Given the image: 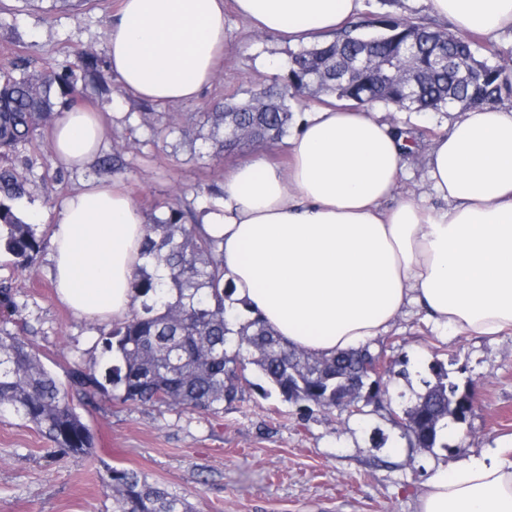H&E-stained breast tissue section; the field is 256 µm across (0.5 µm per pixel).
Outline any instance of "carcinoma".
<instances>
[{
  "label": "carcinoma",
  "instance_id": "1",
  "mask_svg": "<svg viewBox=\"0 0 512 512\" xmlns=\"http://www.w3.org/2000/svg\"><path fill=\"white\" fill-rule=\"evenodd\" d=\"M392 24L389 34L401 42L417 36L421 55L411 66L424 72L422 92L413 105L420 111H438L448 100L474 104H496L512 92V76L498 67L463 86L452 69L430 67V55L438 47L437 31L404 17L384 16ZM360 48L359 37L346 32L329 43L304 49L292 57L283 88L260 89L252 94L250 109L226 104L221 112H198L191 116L198 138L215 156L256 145L275 144L287 135L293 121L285 90L305 92L313 88L336 94V82L327 73ZM453 52L458 63L478 59L480 42L457 38ZM112 73L95 52L84 50L75 60H50L36 74L26 72L25 59L18 56L0 71V249L13 256L17 265L32 263L46 239L38 232L36 217L19 210L27 196L26 182L12 163L19 147L32 142L41 126L76 102H86L90 85L110 90ZM399 87L378 92L371 102H384L398 110L410 104L397 102ZM180 203L169 202L160 216L152 218L144 239V255L168 275L155 277L144 266L134 275L135 306L129 319L101 330L93 342L100 359L68 373L64 386L42 363L23 333L19 319L26 303L20 302L7 285L0 286V412L33 425L54 443L63 456L86 454L91 448L87 425L74 400L102 394L133 403H161L184 409L218 412L236 399L242 384L254 385L247 371L255 369L285 403L312 402L332 411L336 399L352 385L364 398L371 383L363 370L380 357L366 345L359 349L316 357L288 346L258 319L231 321L234 285L224 279V253L204 230L202 216ZM437 380L425 383L418 402L405 410L417 421L411 433L401 424V438L409 446L438 445L437 425L450 418L466 419L460 392L443 366ZM107 487L115 512H194L187 498L149 481L130 468H107Z\"/></svg>",
  "mask_w": 512,
  "mask_h": 512
}]
</instances>
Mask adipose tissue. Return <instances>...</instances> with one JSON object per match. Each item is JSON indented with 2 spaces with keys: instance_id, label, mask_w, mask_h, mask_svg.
<instances>
[{
  "instance_id": "obj_1",
  "label": "adipose tissue",
  "mask_w": 512,
  "mask_h": 512,
  "mask_svg": "<svg viewBox=\"0 0 512 512\" xmlns=\"http://www.w3.org/2000/svg\"><path fill=\"white\" fill-rule=\"evenodd\" d=\"M254 28L306 43L336 32L363 0H234ZM458 35L512 29V0H431ZM229 42L224 0H121L107 25L122 92L164 105L196 100ZM104 127L85 104L50 131L54 157L80 170ZM287 168L259 156L225 177L202 222L224 251L236 308L316 356L384 335L405 306L440 329H512V108L456 113L427 153L440 208L398 194L409 145L368 107L306 113L287 140ZM148 215L98 179L54 212L51 275L77 316L119 323L132 313L133 273ZM418 512H512V444L484 449L427 478Z\"/></svg>"
}]
</instances>
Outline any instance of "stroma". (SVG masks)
<instances>
[{
  "label": "stroma",
  "instance_id": "35a3bbf8",
  "mask_svg": "<svg viewBox=\"0 0 512 512\" xmlns=\"http://www.w3.org/2000/svg\"><path fill=\"white\" fill-rule=\"evenodd\" d=\"M0 15V65L22 54L31 70L75 50L106 52V28L121 0L74 6L70 0H7ZM402 16L450 32L428 0H364L349 22L359 34L378 32L382 16ZM230 45L211 83L189 103L153 106L157 126L177 123L167 139L151 140L140 121L144 102L115 92L92 95L105 127L103 151L120 153L122 169L58 171L36 164L29 172L27 212L38 215L41 230L51 228L54 210L84 181L107 178L126 188L147 214L181 192L184 202L212 205L208 186L252 157L283 161L287 145L247 148L218 157L200 156V142L189 118L219 101L241 102L264 87L282 84L298 46L262 33L228 12ZM382 121L402 128L413 143L404 157L399 193L411 192L435 205L426 182L427 150L452 113L399 111L373 104ZM11 284L27 307L21 318L26 337L43 364L60 381L71 368L89 362L97 336L91 323L61 304L49 278L47 253L32 265L15 268L0 255V281ZM388 357L408 361L409 377L389 373L382 407L352 415L264 398L244 388L223 411L211 413L161 404L122 403L91 396L77 411L93 436L90 455L60 457L40 432L0 415V512H112L104 479L106 466L138 470L150 481L185 496L195 512H417L422 484L441 464L512 439V331L475 338L463 331L437 329L420 308L405 307L380 337ZM449 362L474 408L448 447L412 448L390 422L391 411L413 406L434 361Z\"/></svg>",
  "mask_w": 512,
  "mask_h": 512
}]
</instances>
